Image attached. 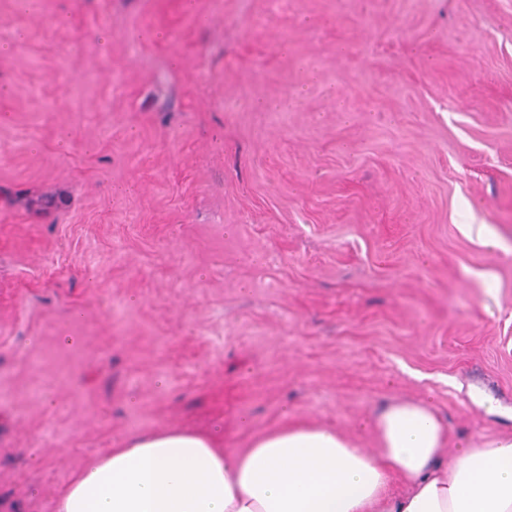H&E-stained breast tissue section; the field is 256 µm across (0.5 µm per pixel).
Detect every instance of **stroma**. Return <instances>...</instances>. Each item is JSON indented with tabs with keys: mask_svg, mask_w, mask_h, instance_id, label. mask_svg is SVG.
I'll list each match as a JSON object with an SVG mask.
<instances>
[{
	"mask_svg": "<svg viewBox=\"0 0 512 512\" xmlns=\"http://www.w3.org/2000/svg\"><path fill=\"white\" fill-rule=\"evenodd\" d=\"M393 400L512 433V0H0V512Z\"/></svg>",
	"mask_w": 512,
	"mask_h": 512,
	"instance_id": "obj_1",
	"label": "stroma"
}]
</instances>
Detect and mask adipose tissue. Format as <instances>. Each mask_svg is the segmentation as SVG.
Segmentation results:
<instances>
[{
	"instance_id": "ef3b65f1",
	"label": "adipose tissue",
	"mask_w": 512,
	"mask_h": 512,
	"mask_svg": "<svg viewBox=\"0 0 512 512\" xmlns=\"http://www.w3.org/2000/svg\"><path fill=\"white\" fill-rule=\"evenodd\" d=\"M369 425L371 451L292 420L243 452L216 429L134 433L73 478L58 512H512V437L445 453L424 401L383 405Z\"/></svg>"
}]
</instances>
